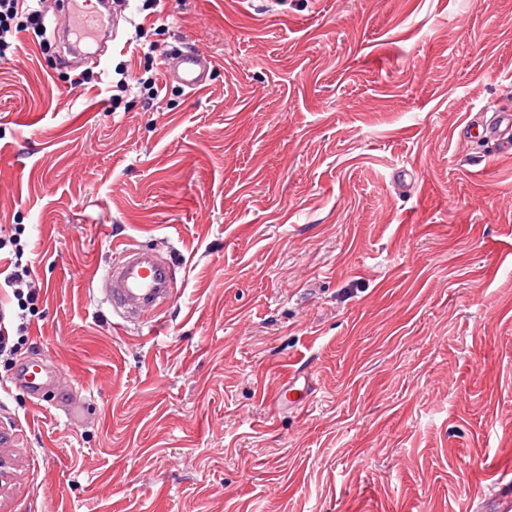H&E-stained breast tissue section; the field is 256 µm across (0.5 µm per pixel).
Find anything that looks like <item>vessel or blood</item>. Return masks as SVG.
I'll use <instances>...</instances> for the list:
<instances>
[{
  "instance_id": "obj_1",
  "label": "vessel or blood",
  "mask_w": 512,
  "mask_h": 512,
  "mask_svg": "<svg viewBox=\"0 0 512 512\" xmlns=\"http://www.w3.org/2000/svg\"><path fill=\"white\" fill-rule=\"evenodd\" d=\"M215 60L199 50H173L165 58V79L190 93H198L208 85ZM458 141L492 144L497 154L512 155V110L495 107L479 119L465 122ZM104 294L112 307L116 326L147 325L163 309L174 294L175 268L171 260L142 247L125 244L101 277ZM53 368L43 363H27L20 369V379L32 394L54 380ZM278 398L291 408L305 406L311 399L308 382L289 375ZM475 512H512V481L495 482L489 495L481 498Z\"/></svg>"
}]
</instances>
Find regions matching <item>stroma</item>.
<instances>
[{
	"mask_svg": "<svg viewBox=\"0 0 512 512\" xmlns=\"http://www.w3.org/2000/svg\"><path fill=\"white\" fill-rule=\"evenodd\" d=\"M138 24L157 64L213 55L207 87L110 111ZM60 50L0 62V226L38 296L0 512H470L512 481V156L456 140L512 102V0H129L100 61ZM128 242L176 264L150 330L103 301ZM55 377L54 369L44 363H25L20 369L21 382L34 395H38ZM303 378V382L301 381ZM309 380L298 375H288V381L285 382L278 393V399L291 408L304 407L311 399ZM309 404V403H308Z\"/></svg>",
	"mask_w": 512,
	"mask_h": 512,
	"instance_id": "35a3bbf8",
	"label": "stroma"
}]
</instances>
